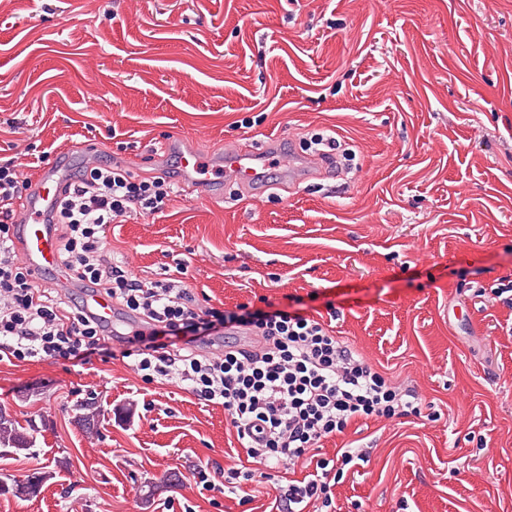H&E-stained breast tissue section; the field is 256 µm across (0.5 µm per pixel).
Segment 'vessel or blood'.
<instances>
[{
    "label": "vessel or blood",
    "mask_w": 512,
    "mask_h": 512,
    "mask_svg": "<svg viewBox=\"0 0 512 512\" xmlns=\"http://www.w3.org/2000/svg\"><path fill=\"white\" fill-rule=\"evenodd\" d=\"M158 150L166 155H175L185 188L216 198L220 195L222 183L236 184L246 188L247 201L256 206L265 201L262 183L266 174L274 171L301 182L307 179L308 168L317 163L312 157L307 161V169H299L296 152L282 151L270 141L245 150L234 144L220 148L212 144L208 131L203 128L187 136H174L161 143ZM66 177V170L61 165L34 173L29 194L17 210L15 243L27 265L38 276L57 269V241L50 229V221L57 194ZM83 300L108 323L123 322L128 331L141 327L137 317L121 316L119 308L105 295L87 293Z\"/></svg>",
    "instance_id": "1"
}]
</instances>
